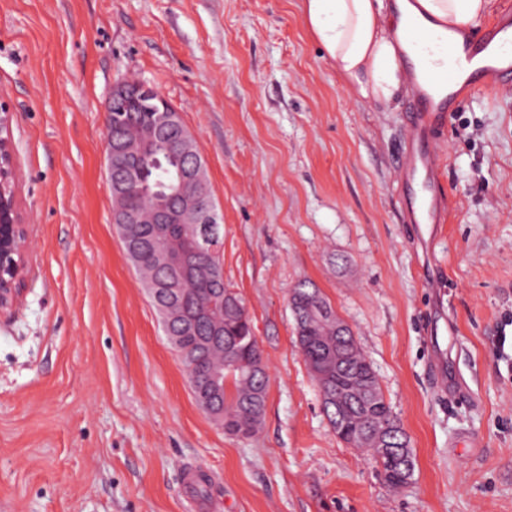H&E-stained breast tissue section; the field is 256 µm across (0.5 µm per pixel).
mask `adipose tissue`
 Here are the masks:
<instances>
[{
  "mask_svg": "<svg viewBox=\"0 0 512 512\" xmlns=\"http://www.w3.org/2000/svg\"><path fill=\"white\" fill-rule=\"evenodd\" d=\"M490 0H302L303 21L337 77L354 97L386 108L409 90L402 32L418 24L433 35L466 29Z\"/></svg>",
  "mask_w": 512,
  "mask_h": 512,
  "instance_id": "obj_1",
  "label": "adipose tissue"
}]
</instances>
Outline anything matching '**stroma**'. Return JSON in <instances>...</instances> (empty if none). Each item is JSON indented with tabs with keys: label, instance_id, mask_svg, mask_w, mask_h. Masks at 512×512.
I'll use <instances>...</instances> for the list:
<instances>
[{
	"label": "stroma",
	"instance_id": "35a3bbf8",
	"mask_svg": "<svg viewBox=\"0 0 512 512\" xmlns=\"http://www.w3.org/2000/svg\"><path fill=\"white\" fill-rule=\"evenodd\" d=\"M179 111L223 216L224 283L268 366L264 421L198 407L112 222L104 106ZM407 94L357 100L301 0H0V104L30 236L0 310V512H512V89L464 95L437 146L450 217L401 221ZM311 282L352 329L415 458L392 493L341 441L297 343ZM206 473L187 489L183 472Z\"/></svg>",
	"mask_w": 512,
	"mask_h": 512
}]
</instances>
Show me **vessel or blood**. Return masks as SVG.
<instances>
[{
  "label": "vessel or blood",
  "instance_id": "b4317fda",
  "mask_svg": "<svg viewBox=\"0 0 512 512\" xmlns=\"http://www.w3.org/2000/svg\"><path fill=\"white\" fill-rule=\"evenodd\" d=\"M405 38L415 52L408 62L412 97L399 161L403 209L407 223L442 224L447 207L438 183L435 143L463 93L512 85V12L500 13L483 33H466L452 48L438 39L421 41L415 27Z\"/></svg>",
  "mask_w": 512,
  "mask_h": 512
}]
</instances>
